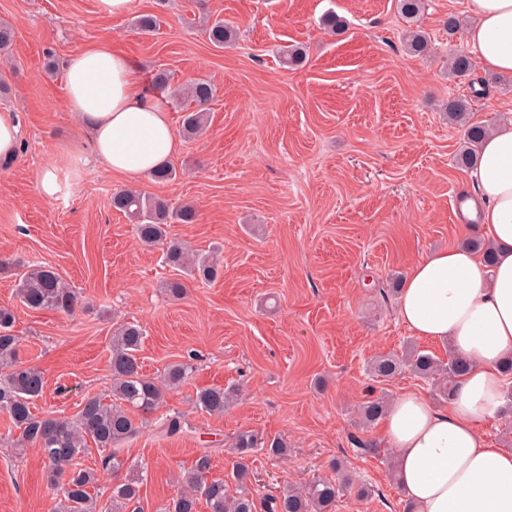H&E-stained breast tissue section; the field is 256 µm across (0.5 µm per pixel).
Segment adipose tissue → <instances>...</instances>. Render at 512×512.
Returning a JSON list of instances; mask_svg holds the SVG:
<instances>
[{"label": "adipose tissue", "mask_w": 512, "mask_h": 512, "mask_svg": "<svg viewBox=\"0 0 512 512\" xmlns=\"http://www.w3.org/2000/svg\"><path fill=\"white\" fill-rule=\"evenodd\" d=\"M467 10L474 22L464 40L478 64L512 75V0H467ZM65 95L103 169L135 181L178 154L166 107L109 43L71 57ZM470 181L494 264L469 245L452 246L414 263L399 290V316L409 330L450 344L469 364L447 409L407 390L383 419L408 512H512V451L488 445L480 431L507 408L502 366L512 359V120L486 135Z\"/></svg>", "instance_id": "1"}]
</instances>
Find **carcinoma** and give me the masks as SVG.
Instances as JSON below:
<instances>
[{"mask_svg":"<svg viewBox=\"0 0 512 512\" xmlns=\"http://www.w3.org/2000/svg\"><path fill=\"white\" fill-rule=\"evenodd\" d=\"M396 9L407 23L406 50L412 55H425L428 40L418 25L425 10L424 0H396ZM322 25L333 35L344 33L348 27L344 18L332 12L323 17ZM206 34L210 43L220 49L238 39V30L222 19L214 20ZM280 58L288 67H299L306 62V51L299 45L290 44L281 49ZM475 67L476 62L462 51L454 52L448 61L449 71L456 77L469 74ZM214 95L213 85L204 79L189 85L187 98L194 102L196 109L183 115L186 135H197L204 130L207 124L205 106ZM447 112L450 120L465 126L464 144L456 156V163L469 168L476 163L478 149L488 128L467 121L469 107L464 100L448 101ZM112 206L134 224L136 235L143 244L166 248L170 267L203 282L217 278L220 263L216 256H199L182 244L168 240V225L195 222L193 207L175 209L162 197L127 189L112 195ZM16 294L19 302L31 310L70 313L77 305L75 293L59 273L38 263L25 266V271L18 274ZM13 322V312L0 307V413L6 415L18 430L15 447H32L44 461L47 482L57 490L55 512H141L137 507L141 479L133 469H125V460L115 449L138 436L143 426L142 416L164 404L169 393L189 378L192 365L171 364L161 380L146 377L138 362L143 329L137 324L123 323L112 336L110 399L88 396L71 418L39 415L34 409L36 401L43 397L45 377L39 369L18 360V337L12 333ZM406 367L431 381L439 395L446 399L453 382L468 370L467 362L452 350L448 351L446 360L416 350L401 358L391 354L375 358L371 373L377 379L388 381ZM235 395L233 388H205L196 393L194 405L209 415H222ZM387 411L385 399L366 400L359 406V425L366 429L383 418ZM160 428L166 435L174 436L188 430V424L180 415L174 414L165 416ZM91 443L98 448L114 449L101 459V465L96 469L77 463ZM231 450L234 455L231 472L224 477L210 474L211 456L202 452L193 469L183 476L180 490L164 512H197L202 500L210 512H258L259 506L265 512H336L340 492L350 489L359 498L369 495L368 488L354 486L347 474L339 472L334 479L316 478L258 502L252 490L250 457L258 450L282 457L288 453L287 443L280 437L264 439L252 430H240L233 437ZM105 474L112 475V494L102 505L94 489Z\"/></svg>","mask_w":512,"mask_h":512,"instance_id":"1","label":"carcinoma"}]
</instances>
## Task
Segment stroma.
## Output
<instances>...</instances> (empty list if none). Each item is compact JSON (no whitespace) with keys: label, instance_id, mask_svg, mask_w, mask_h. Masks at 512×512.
Wrapping results in <instances>:
<instances>
[{"label":"stroma","instance_id":"obj_1","mask_svg":"<svg viewBox=\"0 0 512 512\" xmlns=\"http://www.w3.org/2000/svg\"><path fill=\"white\" fill-rule=\"evenodd\" d=\"M330 11L348 21L344 34L322 28ZM142 14L160 18L157 34L132 29ZM451 15L463 28L472 23L465 0H426L429 51L420 57L404 48L395 0H132L118 16L99 0H0V22L16 29L0 61V111L16 112L22 127L16 155L0 167V307L14 313L20 361L45 376L38 412L71 417L84 397L109 394L121 323L145 333V376L194 365L166 399L188 431L165 437L150 423L118 449L138 468L141 512H160L202 450L212 476L228 473L229 445L243 429L288 442L285 458L253 454L257 498L333 476L342 461L372 493L343 492L336 512H406L388 466L395 451L379 426L359 428L356 407L413 389L447 408L430 381L407 371L379 383L369 364L409 343L446 357L447 345L400 320L395 286L427 254L483 236L476 222L454 217L469 171L455 162L462 133L446 102L466 98L471 120L491 127L512 119V76L449 75L450 54L465 47L443 26ZM217 18L239 30L230 47L215 48L204 32ZM102 40L127 54L143 81L164 69L172 87L197 78L215 86L206 132L182 139L172 161L175 180L133 183L92 162L64 80L68 60ZM295 43L308 62L291 70L279 50ZM51 166L61 190L48 199L37 184ZM130 187L196 208V221L172 224L168 237L200 255L220 249L214 282L186 280L178 300L167 293L175 272L162 248L142 245L112 206L113 192ZM28 262L54 268L74 289L72 313L19 303L15 273ZM230 385L241 396L224 415L194 408L197 390ZM16 436L0 415V512H53L44 464L12 448ZM355 436L374 453L357 452Z\"/></svg>","mask_w":512,"mask_h":512}]
</instances>
